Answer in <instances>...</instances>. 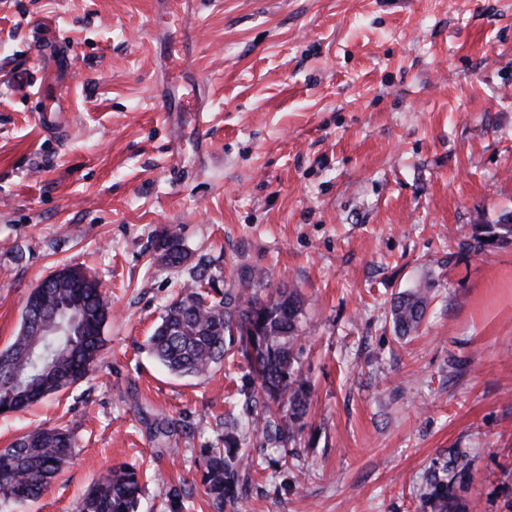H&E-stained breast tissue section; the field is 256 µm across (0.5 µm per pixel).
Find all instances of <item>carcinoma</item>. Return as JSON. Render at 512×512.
<instances>
[{"mask_svg":"<svg viewBox=\"0 0 512 512\" xmlns=\"http://www.w3.org/2000/svg\"><path fill=\"white\" fill-rule=\"evenodd\" d=\"M503 213L493 224L475 226L469 249L512 243V223ZM160 259L172 267L187 254L174 233L163 235ZM266 275L250 269L237 274L238 287L208 291L213 278L197 269L181 298L166 310L149 338L155 357L179 377H198L224 361L242 358L253 375L257 394H245V412L257 409L262 421L252 431L270 437L295 439L311 403V388L299 368L296 344L305 331L303 301L298 291H283L266 299L259 295ZM432 296L417 288L398 296L392 305L396 334L406 336L423 320ZM111 305L99 282L78 266L52 272L28 294L19 331L0 351V408L16 413L48 395L82 380L95 366L103 346ZM190 431V425L162 419L154 436ZM238 425L224 430L217 444L201 449V485L215 512L233 505L246 489L248 457L239 448ZM73 436L63 428H41L0 448V498L15 503L36 501L72 457ZM448 482L466 474L469 455L456 454ZM141 475L120 466L96 481L77 506V512H138Z\"/></svg>","mask_w":512,"mask_h":512,"instance_id":"cac0c4a2","label":"carcinoma"}]
</instances>
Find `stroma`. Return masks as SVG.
I'll return each instance as SVG.
<instances>
[{"label":"stroma","mask_w":512,"mask_h":512,"mask_svg":"<svg viewBox=\"0 0 512 512\" xmlns=\"http://www.w3.org/2000/svg\"><path fill=\"white\" fill-rule=\"evenodd\" d=\"M184 76L207 96L159 111L153 0H0V349L66 265L112 302L94 372L0 416V448L65 427L73 457L38 501L74 512L118 465L141 512H210L200 449L252 388L224 363L178 378L148 338L205 264L263 293L298 290L312 385L295 442L243 440L251 481L224 512H440L455 451L466 512L512 499V246L469 250L512 210V0H193ZM190 258L160 262L163 231ZM431 286L416 333L398 293ZM163 418L190 423L166 440ZM452 464L450 467L451 476L448 479V484H445L443 481H438L440 489L444 490V492L440 495V499L442 501L441 506L447 502V509L449 511L459 510V504L455 497L448 496V490L450 483L454 484L458 478H461L464 474H466L471 466V460L469 459V455L467 453H457L453 460L449 462ZM447 493V494H446ZM445 494L447 495V500H445Z\"/></svg>","instance_id":"stroma-1"}]
</instances>
